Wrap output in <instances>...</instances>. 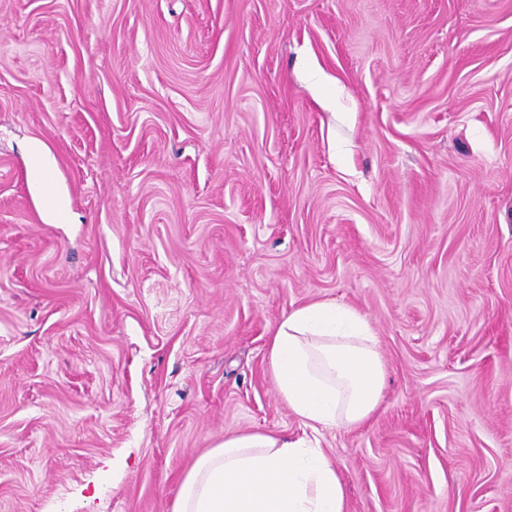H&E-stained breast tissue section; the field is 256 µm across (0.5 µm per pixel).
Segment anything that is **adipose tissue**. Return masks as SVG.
<instances>
[{"label": "adipose tissue", "instance_id": "1", "mask_svg": "<svg viewBox=\"0 0 512 512\" xmlns=\"http://www.w3.org/2000/svg\"><path fill=\"white\" fill-rule=\"evenodd\" d=\"M267 363L280 395L311 432L358 425L380 404L378 340L352 307L318 300L294 309L273 329ZM172 512H346V498L319 445L252 432L201 456Z\"/></svg>", "mask_w": 512, "mask_h": 512}]
</instances>
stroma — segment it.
<instances>
[{
	"mask_svg": "<svg viewBox=\"0 0 512 512\" xmlns=\"http://www.w3.org/2000/svg\"><path fill=\"white\" fill-rule=\"evenodd\" d=\"M315 300L385 364L318 434L347 512H512V0H0V512L302 436L266 346Z\"/></svg>",
	"mask_w": 512,
	"mask_h": 512,
	"instance_id": "35a3bbf8",
	"label": "stroma"
}]
</instances>
